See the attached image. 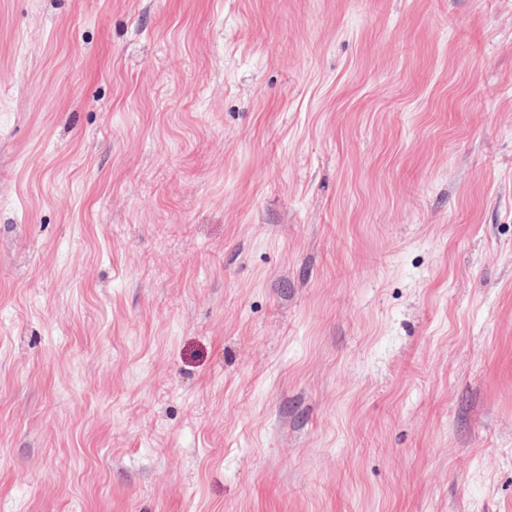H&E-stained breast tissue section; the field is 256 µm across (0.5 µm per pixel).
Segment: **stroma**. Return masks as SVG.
<instances>
[{
	"instance_id": "stroma-1",
	"label": "stroma",
	"mask_w": 512,
	"mask_h": 512,
	"mask_svg": "<svg viewBox=\"0 0 512 512\" xmlns=\"http://www.w3.org/2000/svg\"><path fill=\"white\" fill-rule=\"evenodd\" d=\"M0 512H512V0H0Z\"/></svg>"
}]
</instances>
